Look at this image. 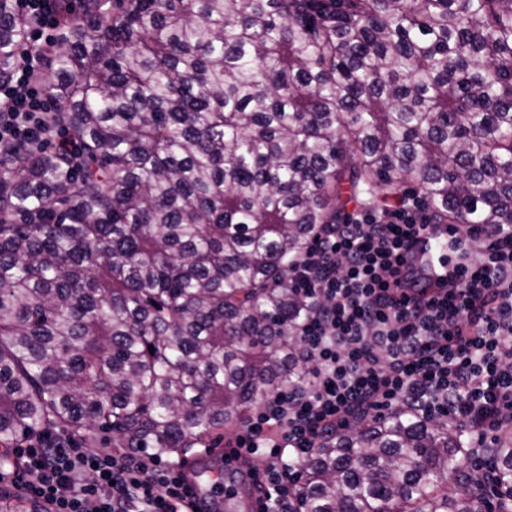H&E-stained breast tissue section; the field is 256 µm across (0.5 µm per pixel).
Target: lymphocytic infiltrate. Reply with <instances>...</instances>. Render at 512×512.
<instances>
[{"label": "lymphocytic infiltrate", "mask_w": 512, "mask_h": 512, "mask_svg": "<svg viewBox=\"0 0 512 512\" xmlns=\"http://www.w3.org/2000/svg\"><path fill=\"white\" fill-rule=\"evenodd\" d=\"M20 2L36 21L0 88V153L45 135L48 98L32 74L46 62L57 0ZM430 228L422 196L407 192L389 210L324 226L292 265L289 284L309 298L296 334L310 368L267 395L233 440L264 461L267 512H296L305 460L362 416L404 406L460 425L472 447L512 427V225L449 227L441 288L415 297L397 268ZM10 487L44 512H189L162 451L104 453L67 434L1 451L0 489Z\"/></svg>", "instance_id": "lymphocytic-infiltrate-1"}]
</instances>
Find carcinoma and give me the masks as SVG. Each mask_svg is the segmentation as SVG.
<instances>
[{
  "mask_svg": "<svg viewBox=\"0 0 512 512\" xmlns=\"http://www.w3.org/2000/svg\"><path fill=\"white\" fill-rule=\"evenodd\" d=\"M81 2L34 75L80 162L0 154V446L179 456L240 424L299 376L288 259L351 202L512 224V0ZM29 26L0 0V83ZM486 452L364 417L307 460L301 510L508 512L512 435Z\"/></svg>",
  "mask_w": 512,
  "mask_h": 512,
  "instance_id": "cac0c4a2",
  "label": "carcinoma"
}]
</instances>
